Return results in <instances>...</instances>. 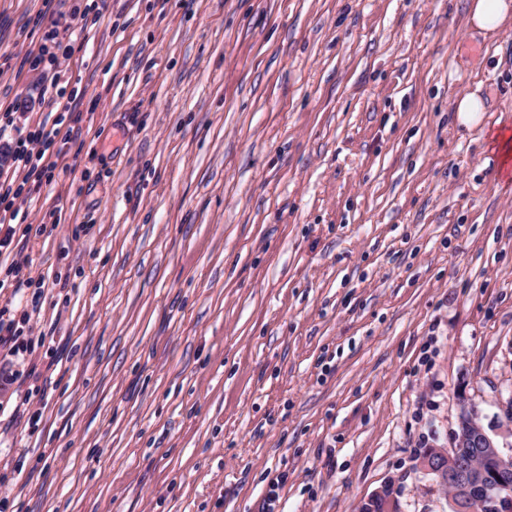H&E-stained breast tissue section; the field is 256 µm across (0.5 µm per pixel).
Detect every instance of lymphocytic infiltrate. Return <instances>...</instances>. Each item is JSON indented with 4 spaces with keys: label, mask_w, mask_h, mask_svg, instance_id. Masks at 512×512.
I'll return each mask as SVG.
<instances>
[{
    "label": "lymphocytic infiltrate",
    "mask_w": 512,
    "mask_h": 512,
    "mask_svg": "<svg viewBox=\"0 0 512 512\" xmlns=\"http://www.w3.org/2000/svg\"><path fill=\"white\" fill-rule=\"evenodd\" d=\"M75 51L72 24L55 23L44 30L39 49L25 57L29 72L52 73L49 105H60L61 100L69 96V83L60 78L59 71L62 61L70 59ZM80 120L79 113L61 107L52 122H39L17 139L12 167L0 169V224L28 222L43 188L54 182L57 160L70 141L68 133ZM46 280V275H33L28 257L20 252L15 253L12 261L0 271V288L12 289L15 296L25 301L22 316L18 319L13 318L10 308L0 309V348L16 349L22 334L21 324L30 323L38 308L39 300L30 290L44 288Z\"/></svg>",
    "instance_id": "f902f5d3"
}]
</instances>
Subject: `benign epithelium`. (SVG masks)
I'll list each match as a JSON object with an SVG mask.
<instances>
[{"label": "benign epithelium", "mask_w": 512, "mask_h": 512, "mask_svg": "<svg viewBox=\"0 0 512 512\" xmlns=\"http://www.w3.org/2000/svg\"><path fill=\"white\" fill-rule=\"evenodd\" d=\"M472 444L482 450L483 455L498 465L491 471L488 479L491 489L497 492L494 498L495 508L500 510L512 504V459L504 456L498 442L482 427L477 426L471 432H454L452 444L448 448H432L422 458L423 470L435 477L437 482L451 485L452 507L454 512H468V505L478 499L481 484L475 481L472 465L464 456L466 444ZM386 509L395 510L398 502L393 488L386 486L378 493L360 504L364 512H374L378 504Z\"/></svg>", "instance_id": "7a95c632"}]
</instances>
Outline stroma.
Instances as JSON below:
<instances>
[{"instance_id":"stroma-1","label":"stroma","mask_w":512,"mask_h":512,"mask_svg":"<svg viewBox=\"0 0 512 512\" xmlns=\"http://www.w3.org/2000/svg\"><path fill=\"white\" fill-rule=\"evenodd\" d=\"M467 0H98L76 139L24 247L32 351L0 349V512H452L420 467L458 392L512 457V21ZM73 0H0L24 53ZM478 94L481 127L454 121ZM469 25L485 37H496L503 24L512 18L509 0H468Z\"/></svg>"}]
</instances>
